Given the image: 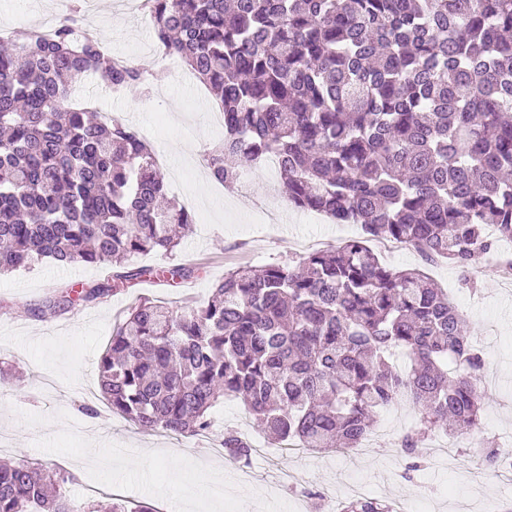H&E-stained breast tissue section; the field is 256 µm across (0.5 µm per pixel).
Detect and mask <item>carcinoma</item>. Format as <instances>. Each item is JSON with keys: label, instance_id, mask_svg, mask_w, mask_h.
<instances>
[{"label": "carcinoma", "instance_id": "1", "mask_svg": "<svg viewBox=\"0 0 512 512\" xmlns=\"http://www.w3.org/2000/svg\"><path fill=\"white\" fill-rule=\"evenodd\" d=\"M159 53L178 57L217 101L224 139L208 152L230 185L275 154L288 202L364 238L296 261L239 266L207 301H143L112 330L98 364L112 413L194 437L224 398L286 446L360 447L371 417L404 399L423 426L401 439L420 467L428 429L475 426L485 361L448 294L421 270L383 264L369 241L474 269L512 240V0H144ZM83 0L46 33L0 36V273L49 259L112 267L81 289L175 283L193 270L132 266L172 252L194 214L169 197L149 144L119 114L70 102L91 74L117 91L164 78L75 35ZM71 291L41 312L72 304ZM394 349L410 365L397 370ZM225 454L253 448L224 430ZM72 475L0 462V512H74ZM363 498L347 512H384ZM84 512H152L96 502Z\"/></svg>", "mask_w": 512, "mask_h": 512}]
</instances>
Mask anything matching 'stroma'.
Listing matches in <instances>:
<instances>
[{
	"label": "stroma",
	"mask_w": 512,
	"mask_h": 512,
	"mask_svg": "<svg viewBox=\"0 0 512 512\" xmlns=\"http://www.w3.org/2000/svg\"><path fill=\"white\" fill-rule=\"evenodd\" d=\"M116 0H89L86 24L99 33L114 57L147 68L164 67L168 76L149 93L113 92L99 78H86L75 89L79 100L98 110L123 115L155 147L159 167L179 201H191L197 222L169 254L137 257V264L185 265L193 275L169 285L137 283L99 303L33 316L53 290L73 283L103 280L107 268L83 263L59 265L43 260L0 275V369L13 374L0 386V461H45L73 473L75 503L104 493L141 501L154 512H172L183 502L187 512H316L326 496L336 503L356 498L367 486L372 498H398L413 512H505L512 507V478L500 476L464 452L443 455L435 436L425 442L423 466L409 470L400 448L403 433L420 423L415 408L378 412L369 446L357 448L358 465L333 451L284 463L283 451L259 432L243 405L226 399L212 408L216 432L231 427L268 452L240 466L207 438L187 439L142 431L112 414L99 386L98 362L112 338L116 319L130 306L148 299L171 306L204 303L211 286L235 267V258L263 265L312 250L335 247L357 238L356 224L313 221L311 212L290 207L272 191L265 166L253 167L241 195L225 193L202 167L206 151L224 136L211 120L207 90L183 82L185 68L161 58L151 23H137L115 11ZM68 0H0V29L33 27L45 9L66 13ZM396 269L423 268L447 291L466 321L472 338L488 334L480 349L489 378L474 436L502 444L512 438V289L500 286V271L483 264L476 274L445 262L425 263L412 248L382 254ZM83 404L96 406L97 417L83 415Z\"/></svg>",
	"instance_id": "obj_1"
}]
</instances>
